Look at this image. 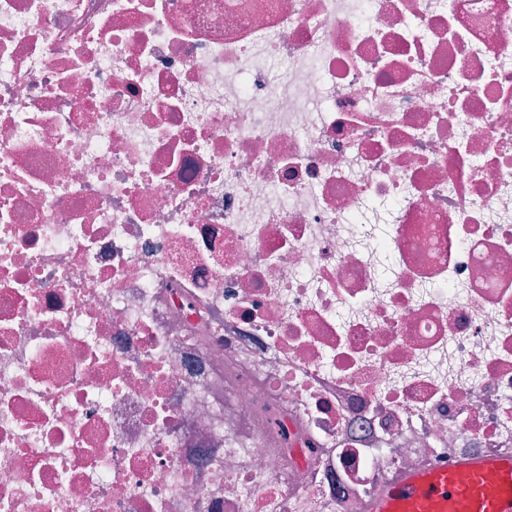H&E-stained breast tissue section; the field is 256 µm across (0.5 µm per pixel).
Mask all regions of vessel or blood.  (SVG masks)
<instances>
[{
	"mask_svg": "<svg viewBox=\"0 0 512 512\" xmlns=\"http://www.w3.org/2000/svg\"><path fill=\"white\" fill-rule=\"evenodd\" d=\"M371 512H512V455L458 456L384 487Z\"/></svg>",
	"mask_w": 512,
	"mask_h": 512,
	"instance_id": "obj_1",
	"label": "vessel or blood"
}]
</instances>
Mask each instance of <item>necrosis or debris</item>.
Instances as JSON below:
<instances>
[{
	"mask_svg": "<svg viewBox=\"0 0 512 512\" xmlns=\"http://www.w3.org/2000/svg\"><path fill=\"white\" fill-rule=\"evenodd\" d=\"M506 453L512 0H0V512Z\"/></svg>",
	"mask_w": 512,
	"mask_h": 512,
	"instance_id": "obj_1",
	"label": "necrosis or debris"
}]
</instances>
